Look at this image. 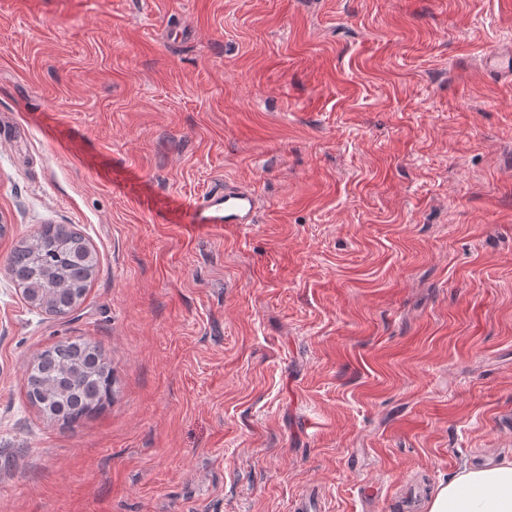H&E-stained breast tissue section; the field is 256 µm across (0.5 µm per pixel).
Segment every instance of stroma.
I'll return each instance as SVG.
<instances>
[{
    "label": "stroma",
    "mask_w": 512,
    "mask_h": 512,
    "mask_svg": "<svg viewBox=\"0 0 512 512\" xmlns=\"http://www.w3.org/2000/svg\"><path fill=\"white\" fill-rule=\"evenodd\" d=\"M512 0H0V512H397L512 461ZM255 190L252 224L195 205ZM112 398L27 396L59 340ZM97 265L82 235L66 224H42L18 243L3 272L32 305L65 316L85 296ZM27 384L30 400L48 419L74 425L108 401L112 369L97 344L66 338L37 357Z\"/></svg>",
    "instance_id": "35a3bbf8"
}]
</instances>
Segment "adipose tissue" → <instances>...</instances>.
I'll return each mask as SVG.
<instances>
[{
    "label": "adipose tissue",
    "mask_w": 512,
    "mask_h": 512,
    "mask_svg": "<svg viewBox=\"0 0 512 512\" xmlns=\"http://www.w3.org/2000/svg\"><path fill=\"white\" fill-rule=\"evenodd\" d=\"M427 512H512V463L460 474L436 490Z\"/></svg>",
    "instance_id": "1"
}]
</instances>
